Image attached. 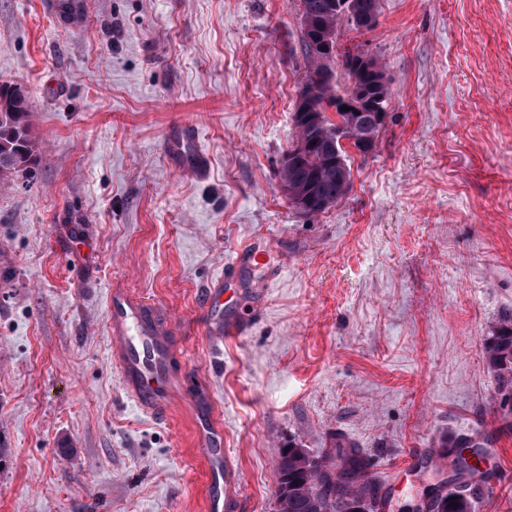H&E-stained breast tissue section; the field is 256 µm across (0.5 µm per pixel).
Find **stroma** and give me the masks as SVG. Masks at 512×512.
<instances>
[{"label":"stroma","instance_id":"obj_1","mask_svg":"<svg viewBox=\"0 0 512 512\" xmlns=\"http://www.w3.org/2000/svg\"><path fill=\"white\" fill-rule=\"evenodd\" d=\"M0 0V83L21 86L41 158L0 182V512H207L191 399L210 391L242 477L234 512H273L282 448L333 440L388 503L447 481L483 443L512 512V407L482 346L512 310V0H380L341 47L391 88L349 193L306 216L280 190L308 70L299 0ZM190 124L210 158L173 163ZM224 288L236 336L203 302ZM175 324L169 419L127 396L107 340L113 286ZM420 449L407 460L408 449ZM196 140L195 129L183 126L177 137L168 139L167 152L179 166L187 167L197 175H204L209 171V159L207 154L196 147ZM262 254L259 252H256L252 250L251 248L244 247L241 248L234 258V261L231 263V266L227 268V271L224 275V281L225 277L227 279L233 278L235 274V270L241 266L244 265H259L262 264ZM224 281L219 280L215 283H213L208 290V298L209 302H211L214 297L219 295L222 292V289L224 288Z\"/></svg>","mask_w":512,"mask_h":512}]
</instances>
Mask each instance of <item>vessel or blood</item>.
Listing matches in <instances>:
<instances>
[{"instance_id": "vessel-or-blood-1", "label": "vessel or blood", "mask_w": 512, "mask_h": 512, "mask_svg": "<svg viewBox=\"0 0 512 512\" xmlns=\"http://www.w3.org/2000/svg\"><path fill=\"white\" fill-rule=\"evenodd\" d=\"M167 152L195 174L209 170L208 156L197 148L192 127H182L177 137L169 139ZM108 339L113 365L127 394L152 417L167 418L181 383L180 376L169 370L174 350L167 319L145 299L113 289L108 297ZM192 407L197 442L209 461L208 512H230L242 481L224 450V429L211 408L209 391L196 393Z\"/></svg>"}]
</instances>
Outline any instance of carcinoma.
<instances>
[{"instance_id":"1","label":"carcinoma","mask_w":512,"mask_h":512,"mask_svg":"<svg viewBox=\"0 0 512 512\" xmlns=\"http://www.w3.org/2000/svg\"><path fill=\"white\" fill-rule=\"evenodd\" d=\"M354 5L362 17L379 14L380 0H300V50L310 66L304 90L309 94L300 108L304 115L294 116L297 135L312 141L301 157L284 158L279 170L280 184L288 188V197L307 198L302 213L316 216L322 205H334L351 188L349 156L336 143V122L328 116L333 109L336 118L349 125L350 137L363 136L361 123L349 122L352 114L342 107L361 101V116L375 115V105L390 98V86L383 66L371 59L362 69L358 55L341 53V68L346 83L338 82L329 63L336 58L342 24L356 30L355 20L344 9V2ZM11 85L0 83V98L6 108L0 110V179L28 171L40 159V143L33 134L26 96L9 97ZM488 366L495 373L499 395L512 400V312L503 314L484 343ZM455 479L464 484L448 491L444 512H472L473 492L469 485L475 478H486L478 467L462 456L452 461ZM381 479L369 474L367 464L355 448L336 444L311 461L299 454L297 446L284 449L277 462V479L273 495V512H347L350 504H368L369 512L385 500L377 495Z\"/></svg>"}]
</instances>
